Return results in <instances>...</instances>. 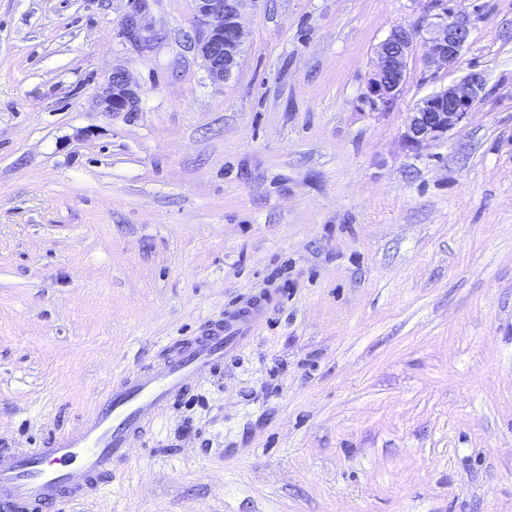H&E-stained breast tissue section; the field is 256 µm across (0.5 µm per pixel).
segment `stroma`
I'll return each mask as SVG.
<instances>
[{
    "mask_svg": "<svg viewBox=\"0 0 512 512\" xmlns=\"http://www.w3.org/2000/svg\"><path fill=\"white\" fill-rule=\"evenodd\" d=\"M428 6L258 0L214 85L193 0H0V448L278 298L62 512H512V0H455L458 60L416 45L371 109L378 44ZM116 69L138 111L99 112ZM473 70L468 120L407 147ZM483 89V77L473 72L461 83L449 84L420 98L408 113L403 134L405 144L419 148L447 138L450 131L466 121L480 101Z\"/></svg>",
    "mask_w": 512,
    "mask_h": 512,
    "instance_id": "stroma-1",
    "label": "stroma"
}]
</instances>
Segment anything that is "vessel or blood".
Listing matches in <instances>:
<instances>
[{
    "label": "vessel or blood",
    "mask_w": 512,
    "mask_h": 512,
    "mask_svg": "<svg viewBox=\"0 0 512 512\" xmlns=\"http://www.w3.org/2000/svg\"><path fill=\"white\" fill-rule=\"evenodd\" d=\"M271 302L228 311L221 325L195 340L172 339L155 364L120 377L78 426L37 448L6 449L0 460V506L8 512H57L96 494L133 440L149 434L159 412L248 342Z\"/></svg>",
    "instance_id": "obj_1"
}]
</instances>
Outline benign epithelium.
<instances>
[{
    "label": "benign epithelium",
    "mask_w": 512,
    "mask_h": 512,
    "mask_svg": "<svg viewBox=\"0 0 512 512\" xmlns=\"http://www.w3.org/2000/svg\"><path fill=\"white\" fill-rule=\"evenodd\" d=\"M198 25L197 51L208 80L228 81L239 64L245 33L240 23L244 11L255 0H193ZM426 18L430 33L426 63L452 64L471 37L468 16L458 13L444 0H430ZM414 50V33L401 27L390 29L376 50L373 71L367 82L365 101L374 110L387 109L396 100L405 80L409 58ZM484 80L473 72L462 82L444 86L420 98L408 115L403 134L410 148L439 141L466 121L481 99ZM140 96L127 73L115 70L98 94L101 112H134Z\"/></svg>",
    "instance_id": "benign-epithelium-1"
}]
</instances>
